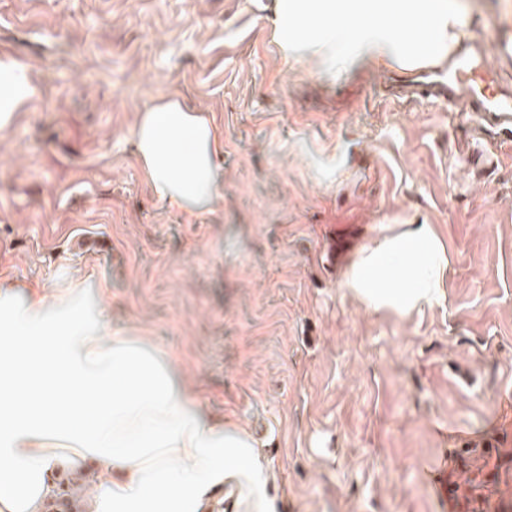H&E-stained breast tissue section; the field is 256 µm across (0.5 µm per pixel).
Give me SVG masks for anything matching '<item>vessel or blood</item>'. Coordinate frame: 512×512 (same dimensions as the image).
Listing matches in <instances>:
<instances>
[{"mask_svg": "<svg viewBox=\"0 0 512 512\" xmlns=\"http://www.w3.org/2000/svg\"><path fill=\"white\" fill-rule=\"evenodd\" d=\"M512 58V21L503 20L492 45L464 41L442 67H416L403 76V99H435L464 105L480 117L497 143L512 140V84L499 79L493 57Z\"/></svg>", "mask_w": 512, "mask_h": 512, "instance_id": "obj_1", "label": "vessel or blood"}]
</instances>
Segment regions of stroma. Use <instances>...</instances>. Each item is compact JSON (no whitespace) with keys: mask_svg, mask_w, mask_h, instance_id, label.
Segmentation results:
<instances>
[{"mask_svg":"<svg viewBox=\"0 0 512 512\" xmlns=\"http://www.w3.org/2000/svg\"><path fill=\"white\" fill-rule=\"evenodd\" d=\"M491 42L512 0H457ZM268 0H0L36 93L0 132V283L88 290L265 440L277 512H512V144L381 92L383 64L283 60ZM224 135V199L159 202L132 130L159 96ZM450 257L439 303L366 311L341 273L397 224ZM90 241L81 250L76 239Z\"/></svg>","mask_w":512,"mask_h":512,"instance_id":"1","label":"stroma"}]
</instances>
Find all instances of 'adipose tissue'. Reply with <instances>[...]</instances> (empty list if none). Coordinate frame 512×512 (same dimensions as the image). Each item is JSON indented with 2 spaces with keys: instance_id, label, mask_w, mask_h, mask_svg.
Returning a JSON list of instances; mask_svg holds the SVG:
<instances>
[{
  "instance_id": "adipose-tissue-1",
  "label": "adipose tissue",
  "mask_w": 512,
  "mask_h": 512,
  "mask_svg": "<svg viewBox=\"0 0 512 512\" xmlns=\"http://www.w3.org/2000/svg\"><path fill=\"white\" fill-rule=\"evenodd\" d=\"M270 22L284 58L333 70L442 61L461 19L452 0H273ZM34 93L0 58V131ZM132 134L159 200L190 216L223 200L224 143L205 113L163 96ZM449 265L433 225L404 224L363 246L342 286L370 312L408 315L445 295ZM84 294L0 285V512H43L54 474L91 461L89 512H274L258 439L209 413L170 353L89 317Z\"/></svg>"
}]
</instances>
